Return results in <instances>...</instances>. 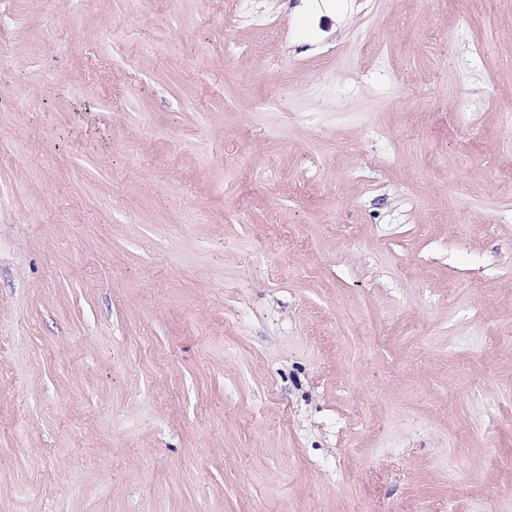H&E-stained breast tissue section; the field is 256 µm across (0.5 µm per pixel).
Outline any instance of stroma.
<instances>
[{
    "label": "stroma",
    "instance_id": "1",
    "mask_svg": "<svg viewBox=\"0 0 512 512\" xmlns=\"http://www.w3.org/2000/svg\"><path fill=\"white\" fill-rule=\"evenodd\" d=\"M252 7L0 0V512H512V0Z\"/></svg>",
    "mask_w": 512,
    "mask_h": 512
}]
</instances>
